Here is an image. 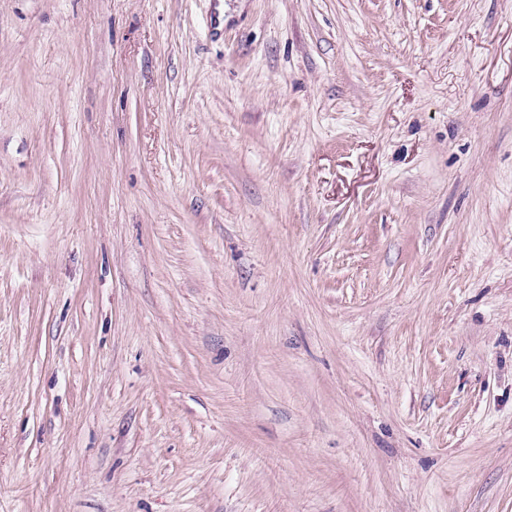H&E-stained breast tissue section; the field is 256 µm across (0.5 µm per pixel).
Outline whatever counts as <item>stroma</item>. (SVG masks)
<instances>
[{"label": "stroma", "mask_w": 512, "mask_h": 512, "mask_svg": "<svg viewBox=\"0 0 512 512\" xmlns=\"http://www.w3.org/2000/svg\"><path fill=\"white\" fill-rule=\"evenodd\" d=\"M0 512H512V0H0Z\"/></svg>", "instance_id": "35a3bbf8"}]
</instances>
